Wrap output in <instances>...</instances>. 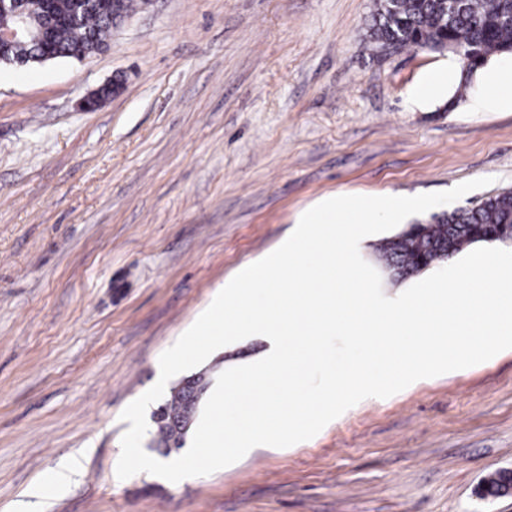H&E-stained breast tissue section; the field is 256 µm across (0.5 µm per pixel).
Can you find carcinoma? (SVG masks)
Masks as SVG:
<instances>
[{
  "mask_svg": "<svg viewBox=\"0 0 512 512\" xmlns=\"http://www.w3.org/2000/svg\"><path fill=\"white\" fill-rule=\"evenodd\" d=\"M22 39L0 45V63L27 64L47 52L58 59L82 60L106 46L114 26L135 10V0H54L50 12L41 0H23ZM370 37L376 50L427 48L457 55L472 74L494 54L512 53V0H376ZM512 224V190H503L480 204L432 216L427 224L384 240L378 247L392 254L410 276L448 258L488 235L489 226ZM156 450L164 455L182 444L181 419L188 412L187 388H174L160 408Z\"/></svg>",
  "mask_w": 512,
  "mask_h": 512,
  "instance_id": "obj_1",
  "label": "carcinoma"
}]
</instances>
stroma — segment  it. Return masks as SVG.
I'll return each mask as SVG.
<instances>
[{
    "instance_id": "obj_1",
    "label": "stroma",
    "mask_w": 512,
    "mask_h": 512,
    "mask_svg": "<svg viewBox=\"0 0 512 512\" xmlns=\"http://www.w3.org/2000/svg\"><path fill=\"white\" fill-rule=\"evenodd\" d=\"M376 0H152L81 61L0 64V512H512V349L177 483L116 477L120 414L227 278L316 199L512 188L497 55L409 103L451 52L376 54ZM98 109L79 100L112 81ZM215 351L209 381L261 354ZM64 491L30 497L70 457ZM453 76L454 68L452 65L447 64L429 70L411 90L410 103L413 106L420 107L439 96L448 88V82ZM485 93L478 99L476 107L485 110L503 102L512 105V64L511 69L504 67L495 71L487 82ZM495 480V483H491L486 479L481 484L480 497L486 499L512 495V468L497 471Z\"/></svg>"
}]
</instances>
